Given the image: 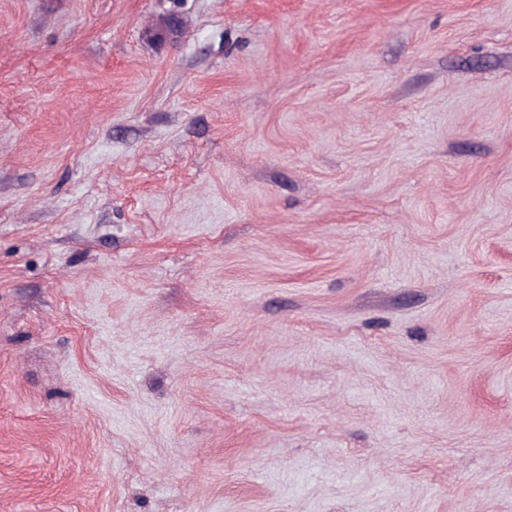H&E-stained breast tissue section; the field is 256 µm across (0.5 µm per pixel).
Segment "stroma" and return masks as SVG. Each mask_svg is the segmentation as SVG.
I'll return each instance as SVG.
<instances>
[{"label":"stroma","instance_id":"35a3bbf8","mask_svg":"<svg viewBox=\"0 0 512 512\" xmlns=\"http://www.w3.org/2000/svg\"><path fill=\"white\" fill-rule=\"evenodd\" d=\"M0 512H512V0H0Z\"/></svg>","mask_w":512,"mask_h":512}]
</instances>
